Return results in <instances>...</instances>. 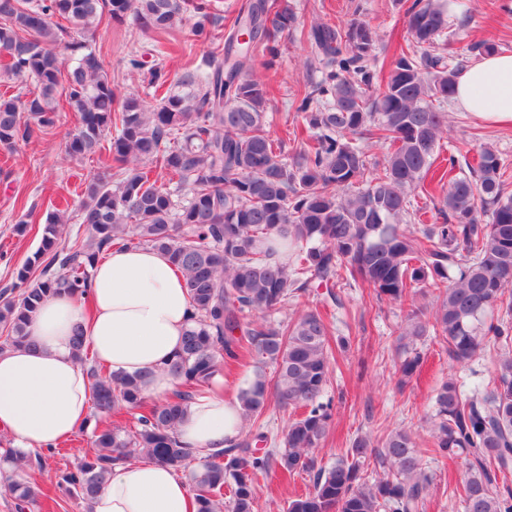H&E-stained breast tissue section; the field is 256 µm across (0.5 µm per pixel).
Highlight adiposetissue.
<instances>
[{
    "label": "adipose tissue",
    "mask_w": 512,
    "mask_h": 512,
    "mask_svg": "<svg viewBox=\"0 0 512 512\" xmlns=\"http://www.w3.org/2000/svg\"><path fill=\"white\" fill-rule=\"evenodd\" d=\"M458 109L494 126L512 125V53L474 62L457 79ZM192 302L184 278L163 253L115 248L91 271L86 296L59 291L33 314L30 343L0 354V431L21 450L55 448L87 421L90 389L70 344L82 326L95 358L113 372H150L145 398L176 387L162 368L178 352ZM242 413L214 381L179 423L184 446L217 452L237 436ZM188 484L171 467L143 460L114 466L92 512H196Z\"/></svg>",
    "instance_id": "1"
}]
</instances>
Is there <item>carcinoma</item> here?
Wrapping results in <instances>:
<instances>
[{
  "instance_id": "1",
  "label": "carcinoma",
  "mask_w": 512,
  "mask_h": 512,
  "mask_svg": "<svg viewBox=\"0 0 512 512\" xmlns=\"http://www.w3.org/2000/svg\"><path fill=\"white\" fill-rule=\"evenodd\" d=\"M216 11L217 0H0L3 71L33 85L23 96L0 92V147L14 151L34 129L54 128L69 108L79 124L65 154L111 159L85 187L86 238L61 245L68 218L49 214L35 256L42 278L29 283L27 265L0 290V353L28 343L27 324L51 294L83 293L94 264L115 245L167 255L184 274L194 308L181 349L165 366L177 390L152 405L142 394L148 375L88 363L87 338L75 328L71 343L93 408L143 413L131 429L95 431L92 448L62 480L88 509L114 465L142 456L185 467L194 454L179 440V422L196 393L244 352L253 376L236 395L243 420L263 416L272 401L293 416L277 451L258 448L268 435L249 429L205 457L190 474L197 512H223L226 487L230 512H255L254 479L273 467L313 474V490L288 501L286 512H419L434 476L411 429L376 441L358 435L327 469L312 458L333 417L332 326L316 309L289 321L275 314L313 286L326 289L323 307L341 309L334 289L344 281L406 307L397 346L402 383L420 373L418 343L430 334L458 364L489 342L500 347L486 386L467 390L450 377L435 389L430 452L463 462L456 491L465 512H512V194H505L504 164L488 146L474 165L451 154L448 168L433 169L458 73L468 58L497 52L499 44L473 42L468 56L448 64L436 51L448 36L447 5L411 0L406 44L381 78L376 64L386 45L375 26L360 18L305 26L281 0H251L221 52L203 58L179 90L167 86L162 65L150 70L151 104L137 91L117 94L89 43L105 20L166 34L189 16L192 34L209 41ZM298 28L321 78L308 81L296 107L309 141L289 163L284 139L267 129V88L247 70L260 55L277 56L283 34ZM70 29L80 40L64 57L61 34ZM379 143L388 152L370 171L366 151ZM172 183L189 188L184 200L175 199ZM420 194L432 203L430 224L420 223ZM419 294L432 302L416 304ZM371 457L384 469L374 481L363 476ZM43 462L20 450L0 455V487L17 512L36 502L20 464Z\"/></svg>"
}]
</instances>
